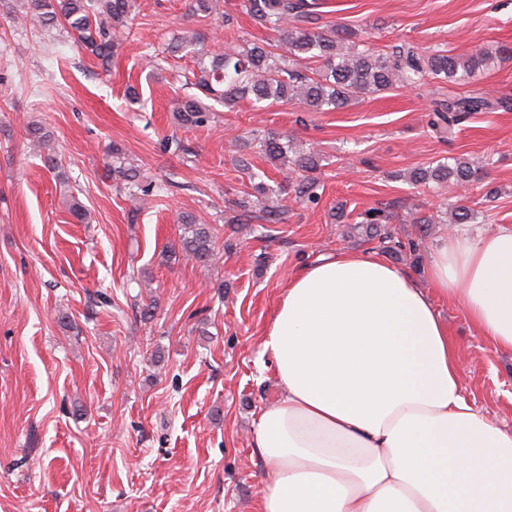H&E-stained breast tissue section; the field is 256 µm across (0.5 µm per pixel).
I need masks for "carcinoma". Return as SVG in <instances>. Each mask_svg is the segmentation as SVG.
<instances>
[{"label": "carcinoma", "mask_w": 512, "mask_h": 512, "mask_svg": "<svg viewBox=\"0 0 512 512\" xmlns=\"http://www.w3.org/2000/svg\"><path fill=\"white\" fill-rule=\"evenodd\" d=\"M239 12L260 26L279 33L270 43L244 40V44L211 57L199 59V71L194 81H185L190 89L177 101L174 112L186 127L202 126L209 121L212 108L203 102L209 99L227 108L248 100L252 104L297 101L310 112H328L345 108L362 97L399 87H416L429 80L453 83L472 82L494 65L498 54L479 51L467 57L454 55L445 49L420 51L408 44H394L377 49L370 35L362 30L345 31L333 36L316 30L320 17L305 0H239ZM24 15L42 26L59 25L85 51L104 63L112 60L116 32L126 27L132 0H24ZM201 38L195 32H184L170 53L185 48L197 49ZM512 108L506 98L492 99L480 93L464 97H448L434 102L435 119L431 125L453 135L455 127L468 115L477 112L504 111ZM25 134L34 154L44 166L64 179L65 173L52 145V136L44 127L31 123ZM261 152L267 160L279 166L289 176L295 201L312 203L317 199V178L320 157L315 152L289 156L290 144L282 136L269 132L258 138ZM108 176L117 187L125 190L128 200L136 203L144 196L159 193L160 185L145 181L127 167L121 149L112 146ZM481 167L463 159L438 161L418 167L408 174L414 186L452 182L466 188L480 181ZM250 188L257 203L262 205V220L278 224L283 219V207L275 203L277 189L265 183L263 176L249 175ZM478 212L456 206L451 223L472 224ZM354 229L367 241L378 243L379 249L397 258L417 251L415 241H401L385 228L389 214L373 208L360 214ZM182 234L179 249L170 250L198 262L210 260L214 253V232L210 225L192 214L180 218Z\"/></svg>", "instance_id": "carcinoma-1"}]
</instances>
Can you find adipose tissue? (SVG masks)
<instances>
[{"mask_svg":"<svg viewBox=\"0 0 512 512\" xmlns=\"http://www.w3.org/2000/svg\"><path fill=\"white\" fill-rule=\"evenodd\" d=\"M441 300L512 350L511 227L454 225L422 283L349 249L289 277L262 342L260 512H512V430L466 397Z\"/></svg>","mask_w":512,"mask_h":512,"instance_id":"adipose-tissue-1","label":"adipose tissue"}]
</instances>
